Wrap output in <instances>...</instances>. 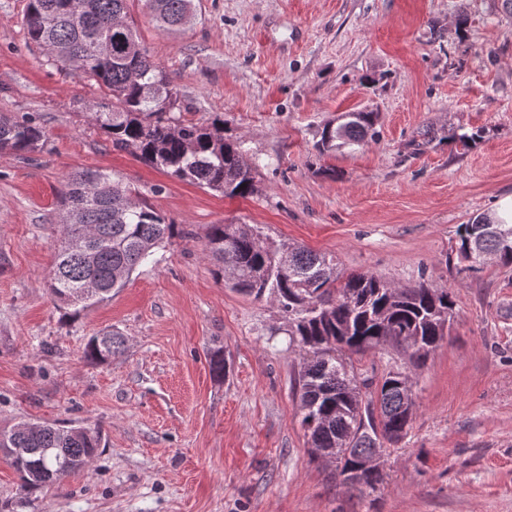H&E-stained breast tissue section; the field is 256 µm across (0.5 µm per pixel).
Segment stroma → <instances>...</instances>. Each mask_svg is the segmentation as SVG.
I'll return each mask as SVG.
<instances>
[{"label": "stroma", "instance_id": "35a3bbf8", "mask_svg": "<svg viewBox=\"0 0 512 512\" xmlns=\"http://www.w3.org/2000/svg\"><path fill=\"white\" fill-rule=\"evenodd\" d=\"M502 0H195L161 33L127 0L181 121H224L256 167L227 197L113 148L99 92L28 39V0H0V115H32L34 152H0V430L97 427L103 451L25 499L0 452V512H512V268L469 270L457 228L512 197V19ZM376 113L378 137L320 153L325 125ZM433 139L412 142L421 132ZM481 132L473 143L465 135ZM97 169L181 235L112 298L73 312L47 278L65 176ZM214 224L335 257L341 273L451 289L447 336L422 364L391 345L352 355L358 378L409 374L415 411L385 444L376 489H350L301 425L287 313L218 280ZM125 340L110 362L90 336ZM222 351L227 368L214 374ZM123 346L124 340L121 336L107 332L91 336L84 346L83 355L92 363L103 364L111 360L112 355L118 353Z\"/></svg>", "mask_w": 512, "mask_h": 512}]
</instances>
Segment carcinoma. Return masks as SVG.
Listing matches in <instances>:
<instances>
[{"label": "carcinoma", "instance_id": "obj_1", "mask_svg": "<svg viewBox=\"0 0 512 512\" xmlns=\"http://www.w3.org/2000/svg\"><path fill=\"white\" fill-rule=\"evenodd\" d=\"M73 16L69 0H28L24 26L29 40L46 49L62 66L80 63L76 74L95 82L112 98V108L91 107L92 119L112 139L171 176L220 192L245 197L253 192V169L241 143L224 137V124L183 123L173 109L177 90L150 59L128 21L127 0H81ZM152 19L159 31L172 33L193 0H151ZM112 44V53L99 47ZM376 114L350 113L339 128L322 131L324 153L342 145H363L376 139ZM36 117L0 116V151L31 152L43 141ZM132 189L111 175L82 170L63 181V245L49 273L48 288L62 303L90 307L125 285L154 249L179 235L178 225L144 200L133 203ZM478 251L470 269L477 271L489 257L512 265V224H487L480 216L458 229V253ZM207 255L219 262L217 276L237 291L261 298L271 295L291 318L290 344L305 351L299 373L302 425L314 448H334L338 476L350 487L375 488L381 473L343 478L357 460L396 443L406 434L415 402L390 372L374 389L367 380L348 374L345 353L364 354L387 342L404 345L415 336L425 349L412 357L425 360L445 336L443 314L454 310L448 288L424 282L392 292L391 284L372 274L336 272L333 258L300 246L265 242L249 224H213L205 243ZM91 287L79 297L75 287ZM124 346L110 332L92 336L83 355L103 364ZM101 447L95 428L79 431L54 424H20L0 431V450L18 474L28 497L60 483L83 468Z\"/></svg>", "mask_w": 512, "mask_h": 512}]
</instances>
